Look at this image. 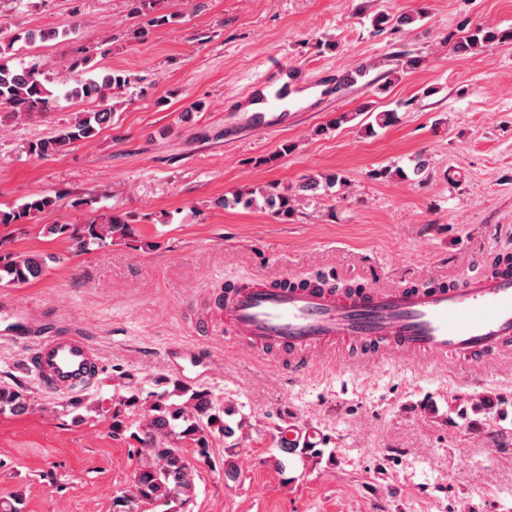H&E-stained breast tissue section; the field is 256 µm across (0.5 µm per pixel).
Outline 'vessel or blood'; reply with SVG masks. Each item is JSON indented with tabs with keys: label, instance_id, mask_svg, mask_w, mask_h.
I'll list each match as a JSON object with an SVG mask.
<instances>
[{
	"label": "vessel or blood",
	"instance_id": "obj_1",
	"mask_svg": "<svg viewBox=\"0 0 512 512\" xmlns=\"http://www.w3.org/2000/svg\"><path fill=\"white\" fill-rule=\"evenodd\" d=\"M247 122L274 130L287 122L275 111L288 97L287 85L266 79L252 84ZM224 342L253 352L287 354L290 374L307 375L316 355L345 351L369 364L428 361L477 364L512 343V267L478 274L458 284L439 280L429 287H392L336 292L317 283L281 286L260 279L228 289L216 305ZM30 317L16 315L8 340H25L28 354L19 371L40 389L66 397L85 392L96 380L99 356L78 329L61 325L25 335ZM319 429L289 428V450L316 448Z\"/></svg>",
	"mask_w": 512,
	"mask_h": 512
}]
</instances>
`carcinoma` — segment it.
<instances>
[{
    "instance_id": "cac0c4a2",
    "label": "carcinoma",
    "mask_w": 512,
    "mask_h": 512,
    "mask_svg": "<svg viewBox=\"0 0 512 512\" xmlns=\"http://www.w3.org/2000/svg\"><path fill=\"white\" fill-rule=\"evenodd\" d=\"M423 18V14L402 13L397 16L378 13L372 24L379 30L400 28ZM33 33L16 36L0 42V108L8 109V117L33 119L52 111L56 98L46 88L41 74L33 68H16L9 65L15 55L14 44L20 40L32 43ZM505 40H512V29L500 31L493 26L479 25L457 41L454 48L465 54L477 46L489 47ZM127 77L120 71H107L98 78L73 79L68 96L73 99H97L101 108L94 112H82L74 122L55 130L54 134L33 143L30 154L43 158L59 154L72 143L90 138L97 128L106 124L112 116L108 104L113 91L123 88ZM53 204L47 196L34 197L28 202L11 208L0 209V224H17L34 213ZM265 208L284 219L292 213V198L269 187L264 195ZM126 217L112 214L104 224H51L47 232L63 239L77 242L80 248L89 249L105 243L106 239L125 234ZM42 265L36 258L8 257L0 260V282L21 284L40 275ZM124 402L143 409L144 416L130 437L139 444L138 460L131 486L123 499L128 512H167L165 507L173 502L184 506L196 497L195 475L197 463L206 458L213 428L220 426L224 435L232 428L222 421L217 408L208 395L196 390L175 387L169 393L142 396L134 389ZM29 409L27 395L19 387L0 385V414L9 411L23 414Z\"/></svg>"
}]
</instances>
